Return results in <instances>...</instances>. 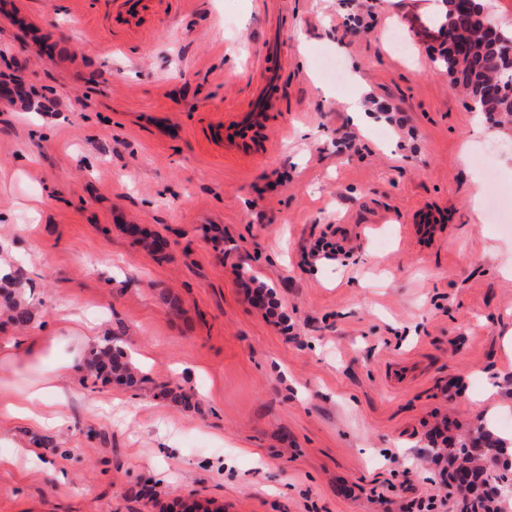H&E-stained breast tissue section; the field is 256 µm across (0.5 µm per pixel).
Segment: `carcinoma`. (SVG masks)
I'll use <instances>...</instances> for the list:
<instances>
[{
	"instance_id": "1",
	"label": "carcinoma",
	"mask_w": 512,
	"mask_h": 512,
	"mask_svg": "<svg viewBox=\"0 0 512 512\" xmlns=\"http://www.w3.org/2000/svg\"><path fill=\"white\" fill-rule=\"evenodd\" d=\"M452 0H445L441 30L447 42L455 41L459 33H467V50L458 55L451 48L439 54L441 65L454 86L464 89L472 102V110L483 112L499 124L512 117V64L502 55L498 41L512 42V27L501 30L500 39L487 40L482 30L474 25L467 14L452 8ZM135 241L151 252L166 257L163 238L136 231ZM21 281L0 283V297L9 312V319L17 326L27 325L32 314L18 293ZM86 369L96 379L108 375L112 381L135 391L144 383L145 376L119 346L108 345L90 352Z\"/></svg>"
}]
</instances>
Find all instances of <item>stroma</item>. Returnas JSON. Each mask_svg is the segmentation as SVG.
I'll use <instances>...</instances> for the list:
<instances>
[{
    "label": "stroma",
    "mask_w": 512,
    "mask_h": 512,
    "mask_svg": "<svg viewBox=\"0 0 512 512\" xmlns=\"http://www.w3.org/2000/svg\"><path fill=\"white\" fill-rule=\"evenodd\" d=\"M437 11L155 0L133 31L114 0H0V83L28 94L0 98V236L33 312L0 318V354L67 307L147 377L130 391L64 375L66 423L32 428L3 406L38 372L0 367V512H402L407 484L460 512L427 433L446 418L459 448L512 435V233L470 204L512 191V127L434 66ZM275 31L279 109L241 156L203 130L247 104ZM127 224L165 238V256ZM321 238L344 255L310 259ZM242 271L274 289L277 315ZM488 397L503 406L491 422ZM41 437L54 447L13 460Z\"/></svg>",
    "instance_id": "1"
}]
</instances>
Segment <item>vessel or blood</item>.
Wrapping results in <instances>:
<instances>
[{"instance_id": "vessel-or-blood-1", "label": "vessel or blood", "mask_w": 512, "mask_h": 512, "mask_svg": "<svg viewBox=\"0 0 512 512\" xmlns=\"http://www.w3.org/2000/svg\"><path fill=\"white\" fill-rule=\"evenodd\" d=\"M146 6V0H117V15L133 27L139 23ZM275 82L274 70L263 69L253 87L248 106L224 124L214 126V134L223 138L225 145L236 153H254L266 113L277 109V102L272 95Z\"/></svg>"}]
</instances>
